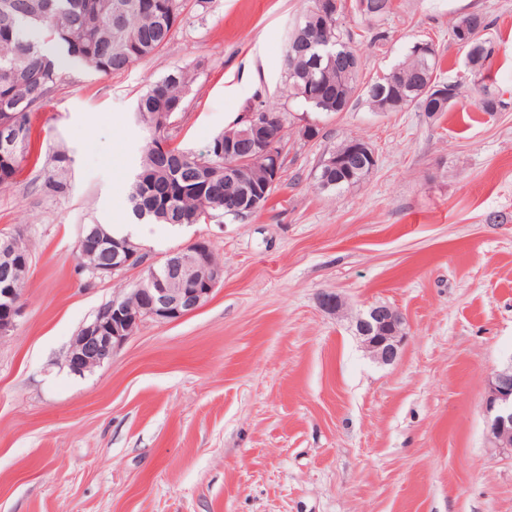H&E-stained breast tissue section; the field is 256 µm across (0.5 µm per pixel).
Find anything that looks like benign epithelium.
<instances>
[{"mask_svg": "<svg viewBox=\"0 0 512 512\" xmlns=\"http://www.w3.org/2000/svg\"><path fill=\"white\" fill-rule=\"evenodd\" d=\"M246 152L252 163H263L279 174L281 150L278 138L268 129V118L253 117L252 126L226 134L224 140V173L238 187V214L255 212L261 199L253 193L239 173L237 157ZM17 234L0 238V264L8 274L0 280V339L11 334L21 315L18 289L14 284L28 278L32 256L15 249ZM105 240L99 225L83 227L77 249L81 259L93 260ZM209 241L198 239L187 247L167 255L162 273L152 272L149 279L134 289L133 298L118 295L101 307L93 320L75 336L67 356L71 373L83 375L99 366L112 352L122 346L146 319L156 322L176 321L200 308L221 281L223 266L211 259ZM146 265L139 248L125 238L112 239V262L94 270L97 276L114 275L130 268ZM353 326L371 357L380 364L391 365L400 356L406 342L407 321L403 314L388 305H373L356 315ZM487 414V440L493 448L512 449V357L495 370L488 379L484 397Z\"/></svg>", "mask_w": 512, "mask_h": 512, "instance_id": "7a95c632", "label": "benign epithelium"}]
</instances>
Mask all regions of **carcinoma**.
I'll return each instance as SVG.
<instances>
[{
	"mask_svg": "<svg viewBox=\"0 0 512 512\" xmlns=\"http://www.w3.org/2000/svg\"><path fill=\"white\" fill-rule=\"evenodd\" d=\"M331 3L330 14L307 8L289 37L285 54L288 97L300 101L315 118L348 111L363 100L375 112L414 109L434 117L452 103L429 106L430 81L437 80V49L427 53L410 47L405 59L389 72L362 83L361 68L346 76L336 72V55L361 60L355 37L338 24L343 8ZM354 9L368 19L393 11V0H355ZM182 12V0H0V111L13 115L18 142L0 146V184L13 180L29 154L31 115L48 101L67 67L89 66L103 76L126 71L131 65L165 48ZM485 14L471 12L451 27V41L460 32L474 35L464 47L472 70L482 73L493 45L485 37ZM193 75L174 68L152 82L139 96L136 117L145 131L139 171L128 201L134 216L148 224H205L224 211V156L189 155L176 147L161 152L170 119L186 108ZM483 112H499L503 100L483 90L477 101ZM252 112L270 117L269 131L284 138L277 104L261 101ZM350 138L324 156L316 176L323 191H340L365 179L370 171L347 169L327 160L347 150Z\"/></svg>",
	"mask_w": 512,
	"mask_h": 512,
	"instance_id": "cac0c4a2",
	"label": "carcinoma"
}]
</instances>
